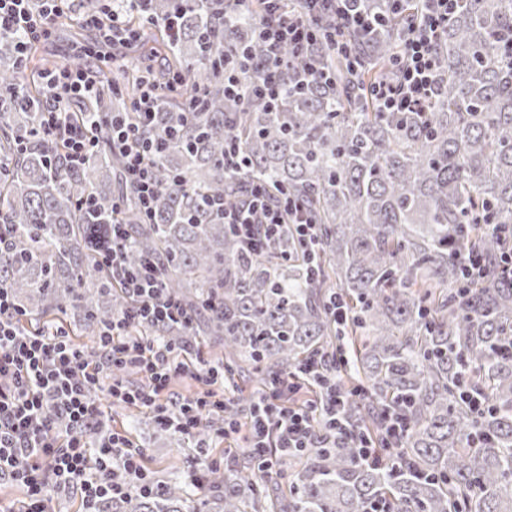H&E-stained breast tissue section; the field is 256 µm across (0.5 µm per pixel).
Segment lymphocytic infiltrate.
Wrapping results in <instances>:
<instances>
[{
  "label": "lymphocytic infiltrate",
  "instance_id": "obj_1",
  "mask_svg": "<svg viewBox=\"0 0 512 512\" xmlns=\"http://www.w3.org/2000/svg\"><path fill=\"white\" fill-rule=\"evenodd\" d=\"M29 2L0 0V33L17 35L15 50L21 58L29 41L50 35L53 17L66 0H41L37 12ZM151 2L125 0L115 7L111 0H101L100 11L88 15L86 23L99 44L125 49L140 40L138 31L124 20L125 6L145 10ZM263 2L266 12L257 20L254 33L266 48L265 58L254 62L244 50L237 59L225 61V98L237 100L250 93L264 106L276 107L284 93L283 53L303 54L321 38L317 18L324 7L335 10L344 29L370 32L378 22L356 0H307V11L296 15L283 11L282 0ZM428 2V10L411 24L396 59V80L376 84L368 92L376 111L419 112L436 94L435 44L455 11L456 0ZM249 72L255 81L248 88L244 76ZM103 80V71L90 61L47 71L42 78L46 92L42 133L49 143L64 144L65 164L78 167L96 150L95 123L106 124L113 151L124 159L126 181L143 213L151 214L158 190L152 159L160 153L154 124L161 108L152 89L142 88L133 100L139 116L135 125L120 112L77 120L62 109L65 102L96 95ZM211 207L222 212L246 253L262 254L288 231L306 252L315 250L314 224L297 203L272 201L265 182H254L239 204L215 200ZM111 235V244L99 254V264L121 285L131 305L106 323L91 352L78 350L60 325L23 331L19 307L0 288V479L24 487L23 512H53L54 498L71 492L79 494L82 512H98L104 499L150 491L151 480L143 465L145 446L133 442L126 432L101 426L110 416V405L144 409L159 428L181 436H195L202 424L215 417L221 420L216 435L228 439L238 432L237 422L224 416L231 402L224 370L208 359L200 345L176 348L158 336L124 335V328L133 323L185 325L191 315L169 292L154 260L135 266L128 262L125 227L112 225ZM346 361L342 350L315 356L304 370L274 378L253 395L249 446L265 470L275 469L282 452L353 435L346 397L330 376L336 365ZM123 368L136 369L144 386L127 388L116 376ZM178 375L197 383L198 391L177 399L167 397L170 379ZM305 388L314 394L317 410L290 405V397Z\"/></svg>",
  "mask_w": 512,
  "mask_h": 512
}]
</instances>
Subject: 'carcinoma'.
Listing matches in <instances>:
<instances>
[{"label": "carcinoma", "instance_id": "carcinoma-1", "mask_svg": "<svg viewBox=\"0 0 512 512\" xmlns=\"http://www.w3.org/2000/svg\"><path fill=\"white\" fill-rule=\"evenodd\" d=\"M178 8L153 0L144 17L156 25L144 44L166 62L155 80L165 150L154 161L160 191L148 224L107 127L94 129L98 150L80 168L50 166L62 151L38 136L44 91L20 73L14 36L0 35V288L30 332L59 321L94 338L129 305L96 261L80 207L91 193L103 223L128 225V261L156 259L167 288L196 315L188 330L144 322L130 335L176 344L203 336L221 348L227 375L259 386L343 346L350 361L336 367V387L349 395L356 432L384 447L387 411L404 417L406 431L395 467L360 462L347 437L284 454L275 484L249 460L210 472L197 498L156 477L150 494L107 499L100 512H371L380 499L391 512H512V271L499 260L501 229L512 228V0H457L436 46L439 90L424 112H376L368 97L392 77L421 0H405L367 35L344 32L352 62L318 41L312 58L330 83L295 85L305 60L285 51L287 89L272 112L253 96L224 99V52L265 55L251 18L261 5L227 15L229 26L188 6L173 37L158 25ZM110 74L107 82L129 87L140 78L125 65ZM198 89L201 112L184 123L183 98ZM69 110L130 108L106 90ZM232 139L247 166L230 175ZM254 180L316 224L315 257L291 233L264 255L246 254L205 210L211 197L244 199ZM472 251L487 274L467 284ZM334 295L349 313L343 325L331 312ZM465 389L487 408L473 409Z\"/></svg>", "mask_w": 512, "mask_h": 512}]
</instances>
